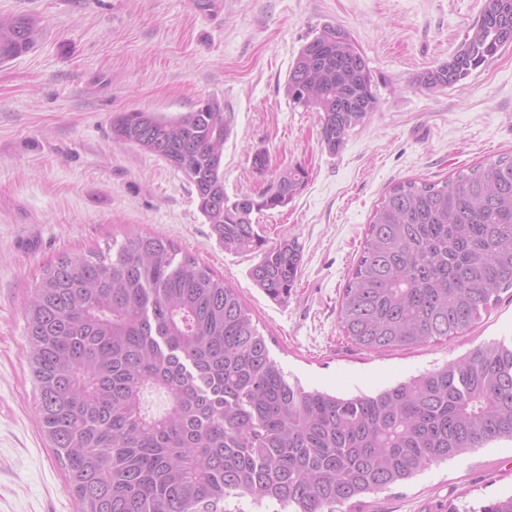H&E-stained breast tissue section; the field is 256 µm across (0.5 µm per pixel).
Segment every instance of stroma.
<instances>
[{
	"mask_svg": "<svg viewBox=\"0 0 512 512\" xmlns=\"http://www.w3.org/2000/svg\"><path fill=\"white\" fill-rule=\"evenodd\" d=\"M483 0H0L39 22L35 45L0 63V512H78L62 461L35 414L25 305L41 267L131 232L171 240L234 288L288 381L339 396L373 394L512 337V289L465 334L366 352L342 333L339 296L380 197L408 179L442 180L512 151V44L461 82L418 87L456 51ZM331 24L368 62L379 109L336 154L319 116L293 107L288 71ZM224 102V189L257 195L304 167L287 207L254 215L268 243L297 239L298 281L275 300L252 282L254 253H228L192 187L163 159L117 144L123 112ZM270 160L265 172L255 152ZM512 492V442L435 464L375 495L371 512H460Z\"/></svg>",
	"mask_w": 512,
	"mask_h": 512,
	"instance_id": "stroma-1",
	"label": "stroma"
}]
</instances>
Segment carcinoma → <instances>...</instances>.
<instances>
[{
  "label": "carcinoma",
  "mask_w": 512,
  "mask_h": 512,
  "mask_svg": "<svg viewBox=\"0 0 512 512\" xmlns=\"http://www.w3.org/2000/svg\"><path fill=\"white\" fill-rule=\"evenodd\" d=\"M37 29L0 16V62ZM512 44V0H484L426 89L467 78ZM289 102L319 114L329 153L377 111L368 64L350 34L324 26L300 50ZM224 102L191 112H123L112 137L164 159L195 189L224 250L258 252L249 275L273 299L298 280L302 248L268 244L252 215L287 206L308 181L296 165L258 197L224 190ZM512 288V155L444 182L408 180L376 206L337 319L355 346L380 352L467 332ZM42 433L62 460L79 512H361L363 498L425 467L512 440V339L374 395L289 383L237 292L150 233L43 266L25 307ZM158 393L154 411L145 395Z\"/></svg>",
  "instance_id": "1"
}]
</instances>
